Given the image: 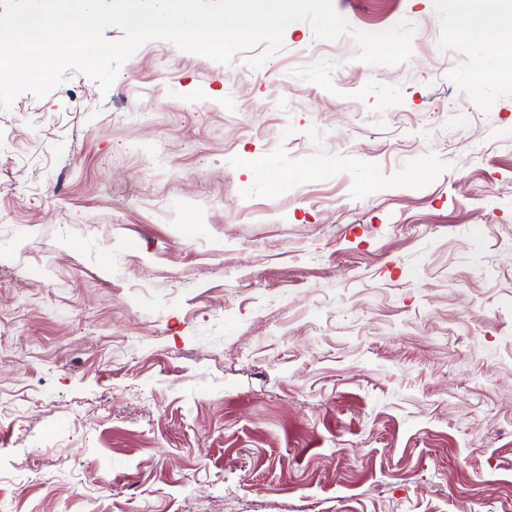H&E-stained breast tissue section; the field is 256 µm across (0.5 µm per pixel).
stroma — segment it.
I'll list each match as a JSON object with an SVG mask.
<instances>
[{
    "mask_svg": "<svg viewBox=\"0 0 512 512\" xmlns=\"http://www.w3.org/2000/svg\"><path fill=\"white\" fill-rule=\"evenodd\" d=\"M334 3L410 59L158 39L0 111L6 512H512V83Z\"/></svg>",
    "mask_w": 512,
    "mask_h": 512,
    "instance_id": "obj_1",
    "label": "stroma"
}]
</instances>
